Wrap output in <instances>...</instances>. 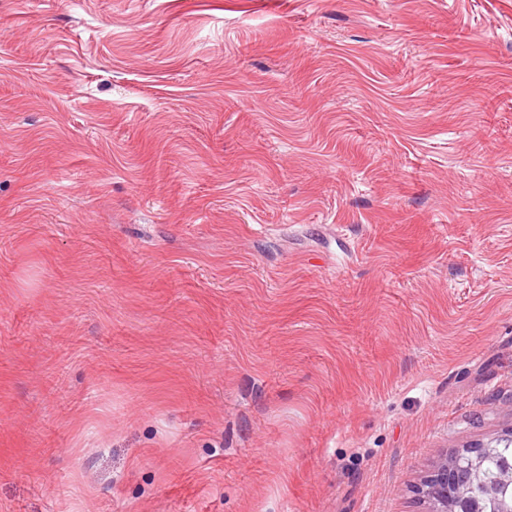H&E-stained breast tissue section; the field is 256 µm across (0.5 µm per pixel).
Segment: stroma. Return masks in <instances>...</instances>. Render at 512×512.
<instances>
[{
  "label": "stroma",
  "instance_id": "obj_1",
  "mask_svg": "<svg viewBox=\"0 0 512 512\" xmlns=\"http://www.w3.org/2000/svg\"><path fill=\"white\" fill-rule=\"evenodd\" d=\"M512 428V0H0V512H422Z\"/></svg>",
  "mask_w": 512,
  "mask_h": 512
}]
</instances>
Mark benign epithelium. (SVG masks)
I'll list each match as a JSON object with an SVG mask.
<instances>
[{
	"mask_svg": "<svg viewBox=\"0 0 512 512\" xmlns=\"http://www.w3.org/2000/svg\"><path fill=\"white\" fill-rule=\"evenodd\" d=\"M504 483L512 485L511 457L501 460L496 479L488 482L482 476L479 458L463 466L448 462L445 455L421 481L417 493L425 512H487L490 505L497 512H512V500L499 497Z\"/></svg>",
	"mask_w": 512,
	"mask_h": 512,
	"instance_id": "1",
	"label": "benign epithelium"
}]
</instances>
